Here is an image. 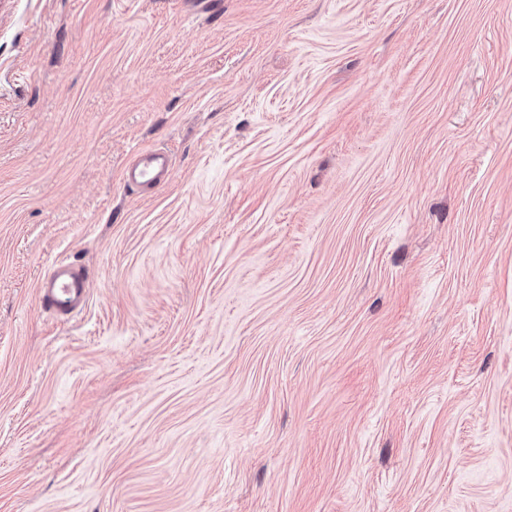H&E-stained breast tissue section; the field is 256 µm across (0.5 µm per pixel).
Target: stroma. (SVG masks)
<instances>
[{"instance_id":"35a3bbf8","label":"stroma","mask_w":512,"mask_h":512,"mask_svg":"<svg viewBox=\"0 0 512 512\" xmlns=\"http://www.w3.org/2000/svg\"><path fill=\"white\" fill-rule=\"evenodd\" d=\"M0 512H512V0H0ZM172 165V157L167 151L142 150L135 163L128 168L126 181L137 187L154 189L167 181ZM41 303L59 317L68 319L87 301L85 278L73 264L61 261L54 265L38 289Z\"/></svg>"}]
</instances>
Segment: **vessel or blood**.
<instances>
[{
  "label": "vessel or blood",
  "instance_id": "1",
  "mask_svg": "<svg viewBox=\"0 0 512 512\" xmlns=\"http://www.w3.org/2000/svg\"><path fill=\"white\" fill-rule=\"evenodd\" d=\"M172 168L171 155L162 149L140 151L127 170L126 181L137 187L156 188L165 183ZM41 303L59 317L67 319L80 311L87 301L85 278L68 262L54 265L38 289Z\"/></svg>",
  "mask_w": 512,
  "mask_h": 512
}]
</instances>
